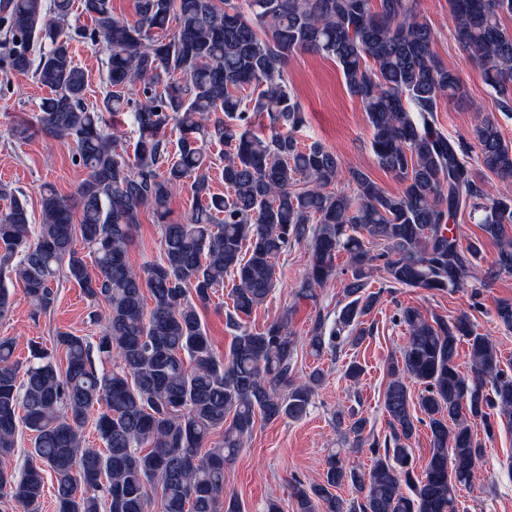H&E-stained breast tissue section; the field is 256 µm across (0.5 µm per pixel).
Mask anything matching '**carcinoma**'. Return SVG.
I'll list each match as a JSON object with an SVG mask.
<instances>
[{
    "mask_svg": "<svg viewBox=\"0 0 512 512\" xmlns=\"http://www.w3.org/2000/svg\"><path fill=\"white\" fill-rule=\"evenodd\" d=\"M134 9L130 21L113 13L111 0H80L93 24L86 30L70 23L74 0H0V68L30 72L49 89L34 121L12 135L71 141L74 163L86 171L71 197L42 188L38 225L26 200L8 193L0 316L12 278L36 313L54 307L62 274L104 306V315L93 314L103 319L99 335L58 330L52 349L33 343L23 362L14 358L15 338L0 336V506L14 512H40L46 472L57 512H154L152 488L159 512H241L224 494L226 463L255 418L307 415L324 379L316 368L296 381L299 339L288 314L260 331L243 324L272 293L275 260L296 243L310 246L298 290L306 299L337 275V255L347 256L346 303L329 328L316 316L304 339L317 357L370 335L363 317L380 298L367 291L377 262L390 283L424 291L474 288L512 272V195L495 193L485 178L512 177V144L494 117L476 125L474 157L439 127L440 102L464 100L467 90L434 54L436 32L418 0H135ZM448 10L500 111L512 112V31L501 23L512 0H448ZM76 39L107 51L108 90L95 106L86 103ZM297 51L340 67L367 115L373 152L401 192L344 168L320 142L300 145L304 110L284 75ZM132 84L134 100L124 94ZM127 110L138 132L131 152L124 132L105 121ZM254 114L267 115L270 134L251 131ZM168 128L177 141L165 137ZM214 139L225 146L224 194L211 191ZM343 180L352 192L336 189ZM187 183L196 205L185 221H171L169 201ZM144 208L160 224L162 255L135 268L128 247ZM464 212L480 215L499 246L483 272L480 243L462 245L449 227ZM78 239L89 255L76 249ZM226 278L233 339L221 358L199 309ZM399 321L408 341L387 367L390 437L365 434L362 416L350 422L346 433L368 446L369 469L331 454L322 482L293 485L297 512H458L483 454L477 428L489 436L495 416L512 421V365L468 315L428 317L409 306ZM97 360L112 369L98 371ZM410 381L421 385L416 398ZM90 422L101 448L86 443ZM421 425L430 448L419 473L411 440ZM25 430L32 448L16 471L9 459ZM217 431L220 440L205 448ZM344 485L355 493L349 500L335 493Z\"/></svg>",
    "mask_w": 512,
    "mask_h": 512,
    "instance_id": "cac0c4a2",
    "label": "carcinoma"
}]
</instances>
